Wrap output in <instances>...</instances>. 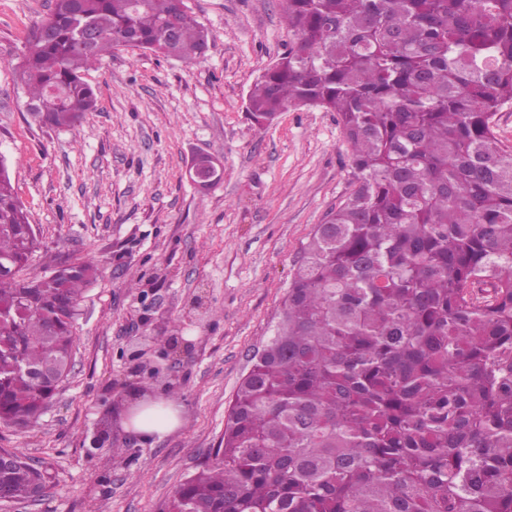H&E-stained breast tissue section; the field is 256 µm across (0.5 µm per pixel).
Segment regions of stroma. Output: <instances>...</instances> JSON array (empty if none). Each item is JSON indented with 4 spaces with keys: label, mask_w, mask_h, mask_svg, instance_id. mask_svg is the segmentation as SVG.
I'll list each match as a JSON object with an SVG mask.
<instances>
[{
    "label": "stroma",
    "mask_w": 512,
    "mask_h": 512,
    "mask_svg": "<svg viewBox=\"0 0 512 512\" xmlns=\"http://www.w3.org/2000/svg\"><path fill=\"white\" fill-rule=\"evenodd\" d=\"M185 4L212 35L202 59L115 49L83 74L96 111L55 129L32 119L15 71L53 0H0V155L36 233L28 271L84 259L99 268L53 401L28 426L0 422V448L23 449L48 487L0 512H159L215 448L302 246L356 187L335 113L291 108L260 125L246 111L253 82L288 48L281 0ZM199 154L223 165L206 189L186 174ZM136 331L195 344L172 372L180 424L152 443L132 436L112 404L121 390L131 400L163 390L131 371ZM98 431L118 457L89 451Z\"/></svg>",
    "instance_id": "stroma-1"
}]
</instances>
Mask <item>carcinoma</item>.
<instances>
[{
	"mask_svg": "<svg viewBox=\"0 0 512 512\" xmlns=\"http://www.w3.org/2000/svg\"><path fill=\"white\" fill-rule=\"evenodd\" d=\"M283 2L288 49L247 112L336 113L358 186L303 247L212 462L167 512H512V151L493 130L512 0ZM209 41L182 0H54L16 70L35 119L69 129L97 109L82 72L113 49L192 63ZM35 247L0 157V420L17 426L67 377L97 277H23ZM2 452L0 495L29 498L43 473Z\"/></svg>",
	"mask_w": 512,
	"mask_h": 512,
	"instance_id": "obj_1",
	"label": "carcinoma"
}]
</instances>
